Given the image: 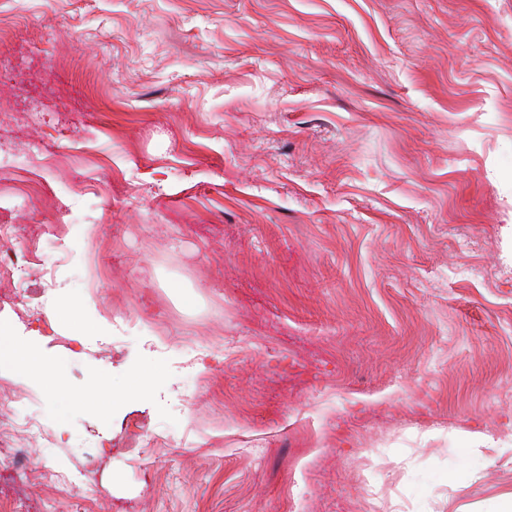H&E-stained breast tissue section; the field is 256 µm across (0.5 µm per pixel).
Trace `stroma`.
Returning a JSON list of instances; mask_svg holds the SVG:
<instances>
[{"label": "stroma", "mask_w": 512, "mask_h": 512, "mask_svg": "<svg viewBox=\"0 0 512 512\" xmlns=\"http://www.w3.org/2000/svg\"><path fill=\"white\" fill-rule=\"evenodd\" d=\"M0 28V195L35 197L0 253L36 274L0 275V323L66 360L0 371L46 433L0 512L512 493L508 453L448 486L460 430L512 439V0H0ZM148 358L169 377L113 409L97 375Z\"/></svg>", "instance_id": "1"}]
</instances>
